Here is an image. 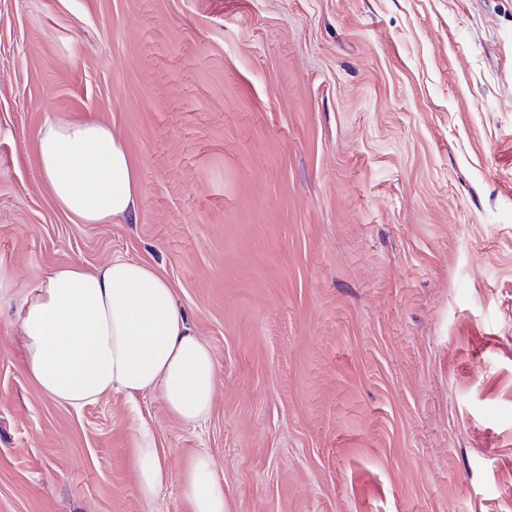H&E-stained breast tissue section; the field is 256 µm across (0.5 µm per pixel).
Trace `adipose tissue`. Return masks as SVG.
<instances>
[{"label": "adipose tissue", "instance_id": "1", "mask_svg": "<svg viewBox=\"0 0 512 512\" xmlns=\"http://www.w3.org/2000/svg\"><path fill=\"white\" fill-rule=\"evenodd\" d=\"M41 176L56 206L79 224H120L140 197L137 173L118 136L93 120L47 121L38 145ZM26 369L55 402L81 407L113 392L150 393L187 425L211 413L218 360L192 333L169 281L150 265L115 255L96 269H53L20 307ZM137 488L147 501L168 472L155 434L132 436ZM192 512H227L224 480L208 453L183 481Z\"/></svg>", "mask_w": 512, "mask_h": 512}]
</instances>
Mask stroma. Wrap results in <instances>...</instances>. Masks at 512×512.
Returning a JSON list of instances; mask_svg holds the SVG:
<instances>
[{
  "mask_svg": "<svg viewBox=\"0 0 512 512\" xmlns=\"http://www.w3.org/2000/svg\"><path fill=\"white\" fill-rule=\"evenodd\" d=\"M51 118L121 137L129 221L56 207ZM115 255L214 351L202 424L27 373L29 289ZM203 449L227 512H512V0H0V512H192ZM136 454L137 488L146 501L155 500L164 488L168 472L162 463L155 434L146 427H138L132 436Z\"/></svg>",
  "mask_w": 512,
  "mask_h": 512,
  "instance_id": "stroma-1",
  "label": "stroma"
}]
</instances>
